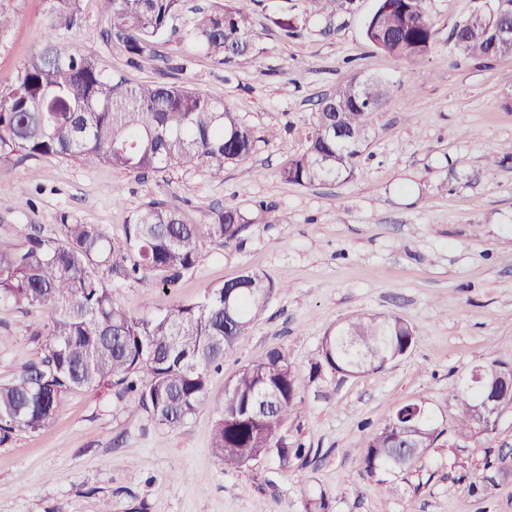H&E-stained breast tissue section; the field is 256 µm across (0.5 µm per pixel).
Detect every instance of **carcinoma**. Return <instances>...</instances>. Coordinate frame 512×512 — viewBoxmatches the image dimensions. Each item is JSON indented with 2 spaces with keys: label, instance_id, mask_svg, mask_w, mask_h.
<instances>
[{
  "label": "carcinoma",
  "instance_id": "obj_1",
  "mask_svg": "<svg viewBox=\"0 0 512 512\" xmlns=\"http://www.w3.org/2000/svg\"><path fill=\"white\" fill-rule=\"evenodd\" d=\"M82 0H50L45 45L24 65L17 80L0 90V166L15 157L63 156L84 166L109 164L137 178L149 172L202 165L216 174L246 163L255 134L223 102L181 84L126 86L113 82L89 55L55 43L56 30L77 23ZM107 17L106 38L144 63L156 60L154 45L178 34L195 48L224 62L255 48L251 4L198 11L192 26L176 22L186 0H99ZM427 0H379L365 25V38L398 59L426 57L433 44ZM461 52L475 59L493 57L474 29L465 33ZM381 83L369 86L356 104L347 80L325 96L315 115L306 150L281 169L283 181L311 187L351 178L363 155L374 112L384 105ZM342 128L346 142L332 131ZM250 220L232 208L214 210L187 223L178 209L151 200L130 218L127 238L116 242L99 224L60 225L55 238L28 237L21 248L0 246V299L48 307L43 357L25 365L0 385V444L16 431L50 424L63 397L79 389L111 385L132 395L160 425L173 427L210 404L218 419L212 453L224 468L239 469L273 455L286 466L304 455L302 445L282 433L296 403L288 356L271 350L245 366L219 399L208 396L211 369L249 335L252 322L277 285L265 273L249 271L204 298L150 317L130 316L112 299L105 275L175 283L193 271L207 242H236ZM418 341L414 327L388 312L350 318L327 330L321 345L324 366L359 377L384 368ZM475 391L453 395L454 434L486 438L495 425L476 420ZM412 401L396 409L361 450L372 475L409 471L437 447L444 433L429 413L416 415Z\"/></svg>",
  "mask_w": 512,
  "mask_h": 512
}]
</instances>
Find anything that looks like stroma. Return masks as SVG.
Wrapping results in <instances>:
<instances>
[{
	"label": "stroma",
	"instance_id": "obj_1",
	"mask_svg": "<svg viewBox=\"0 0 512 512\" xmlns=\"http://www.w3.org/2000/svg\"><path fill=\"white\" fill-rule=\"evenodd\" d=\"M486 0H428L434 45L398 59L364 36L378 0H257L250 56L218 62L170 39L159 68L133 64L107 42L98 0H83L60 45L93 56L105 74L134 85L189 82L251 127V159L216 174L178 167L135 179L107 164L17 157L0 167V244L54 237L63 218L125 239L132 213L163 200L190 222L217 208L247 213L229 245L207 243L195 270L160 285L112 274L113 300L134 316L197 302L245 268L277 283L253 329L212 372L211 397L273 348L293 367L297 400L284 432L308 461L265 457L224 469L211 452L217 420L201 407L181 425H159L143 408L101 387L68 393L45 428L0 445V512H305L325 494L329 512H512V416L449 459L447 437L409 472L380 482L360 450L403 403L422 400L442 428L472 368L512 365V56L477 60L451 34ZM13 19L0 31V88L43 44L48 0H0ZM291 19L296 36L280 23ZM386 90L351 179L312 187L280 169L314 131L319 99L347 79ZM268 211L258 212L257 203ZM287 216L284 224L276 216ZM395 312L419 340L385 368L347 377L320 367L325 332L352 317ZM49 311L0 301V384L40 356ZM486 486L475 495L471 484Z\"/></svg>",
	"mask_w": 512,
	"mask_h": 512
}]
</instances>
